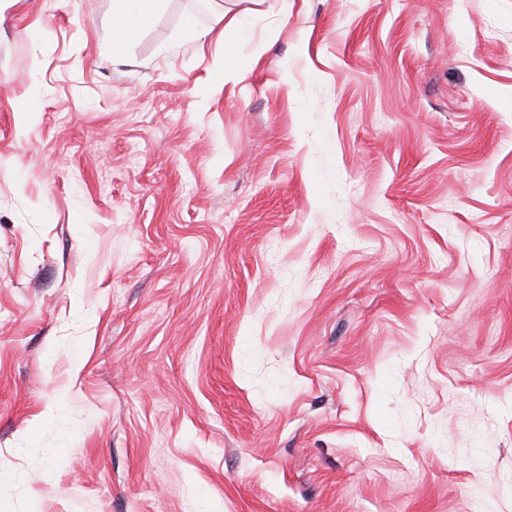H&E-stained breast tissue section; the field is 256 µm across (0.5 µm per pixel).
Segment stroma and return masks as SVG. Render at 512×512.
I'll return each instance as SVG.
<instances>
[{
  "mask_svg": "<svg viewBox=\"0 0 512 512\" xmlns=\"http://www.w3.org/2000/svg\"><path fill=\"white\" fill-rule=\"evenodd\" d=\"M112 7L0 0V512H512V0ZM114 2L112 48L119 50L132 41L141 28L152 21L157 0H114Z\"/></svg>",
  "mask_w": 512,
  "mask_h": 512,
  "instance_id": "1",
  "label": "stroma"
}]
</instances>
